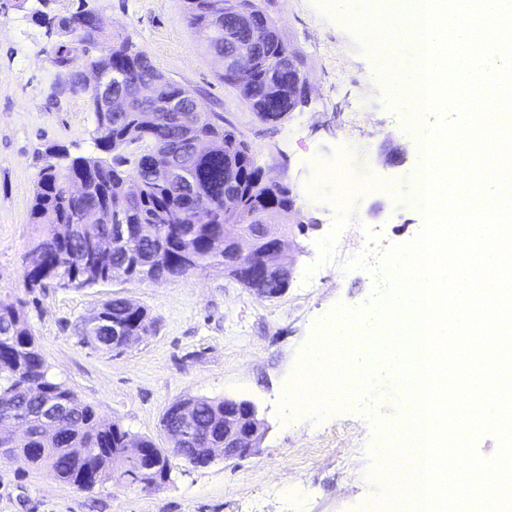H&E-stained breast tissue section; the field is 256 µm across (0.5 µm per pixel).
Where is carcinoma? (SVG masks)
<instances>
[{"label":"carcinoma","instance_id":"carcinoma-1","mask_svg":"<svg viewBox=\"0 0 512 512\" xmlns=\"http://www.w3.org/2000/svg\"><path fill=\"white\" fill-rule=\"evenodd\" d=\"M184 4L190 29L208 54L260 44L264 59L251 64L247 78L220 75L259 120L274 123L299 103L296 73L279 62L287 46L260 0ZM57 28L67 40L51 49L55 66L69 68L81 59L85 67L125 75V84L113 86V93L131 97L132 85L149 83L157 97L147 105L133 104L126 112H111L89 96L97 154L72 159L63 173L53 163L41 169L30 208L34 235L28 249L38 259L24 266L27 288H86L113 280V269L122 266L130 281H168L186 274L181 269L186 252L195 255L198 270L229 266L245 256L225 244L227 235L253 238L261 224H281L288 230V216L295 211L288 184L262 179L249 144L224 127V113L208 111L193 127L169 120V103L180 98L184 88L160 73L146 52L105 33L89 12L62 16ZM199 137L211 143L201 155L191 152L192 139ZM165 153L180 165L175 180L155 169L156 158ZM229 191L249 214L248 222L224 223V196ZM81 206L102 210L99 223L58 240V227L69 223ZM89 239L109 244L102 258L84 257ZM102 311L126 332L145 333L150 327L147 311L118 295L105 301ZM81 333L97 348L112 350L111 330L87 322ZM9 393L11 410L0 407V448L6 449L0 455L46 468L55 479L80 490L93 489L83 482L86 473L99 484L136 486L133 474L145 461L122 453L126 431L49 376L23 306L0 302V397ZM53 399L65 401L68 409L57 413L62 429L49 438L41 424L45 406ZM11 419L24 420L29 434L16 438L7 428ZM197 422L223 426L224 401L197 399Z\"/></svg>","mask_w":512,"mask_h":512}]
</instances>
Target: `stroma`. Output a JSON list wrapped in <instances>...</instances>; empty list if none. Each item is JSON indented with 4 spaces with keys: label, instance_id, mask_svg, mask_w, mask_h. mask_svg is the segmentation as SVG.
Segmentation results:
<instances>
[{
    "label": "stroma",
    "instance_id": "1",
    "mask_svg": "<svg viewBox=\"0 0 512 512\" xmlns=\"http://www.w3.org/2000/svg\"><path fill=\"white\" fill-rule=\"evenodd\" d=\"M290 52L304 61L307 104L281 122L260 121L220 79L219 62L192 34L183 0H25L0 6V301L23 302L49 374L132 436L165 447L163 415L190 397L251 401L265 426L257 452L195 467L171 457L155 490L110 483L84 491L47 469L0 458V512H363L391 502L374 477L377 448L407 413L394 377L377 374L365 399L322 419L287 421L280 395L316 322L336 305L367 304L374 279L349 268L344 239L365 229L383 242L411 240L423 223L412 204L416 141L408 113L376 74V52L332 0H264ZM93 13L129 37L169 80L223 113L268 177L287 183L298 227L288 235L287 291L267 299L215 265L167 282L28 291L24 255L38 174L57 147L91 156L95 123L86 93L50 61L61 36L53 16ZM147 310L151 330L106 352L79 331L113 295Z\"/></svg>",
    "mask_w": 512,
    "mask_h": 512
}]
</instances>
